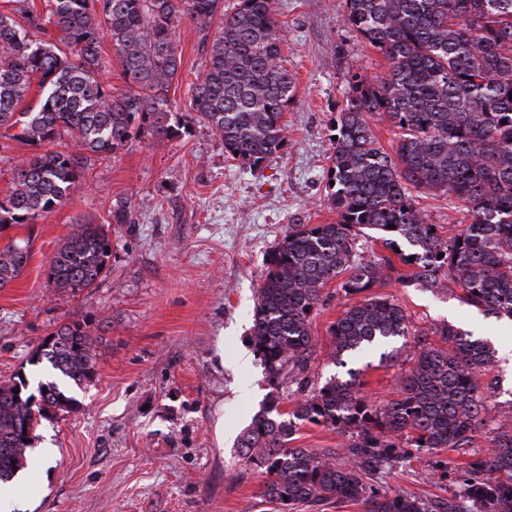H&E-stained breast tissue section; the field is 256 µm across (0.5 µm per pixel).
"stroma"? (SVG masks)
Returning a JSON list of instances; mask_svg holds the SVG:
<instances>
[{
    "label": "stroma",
    "mask_w": 512,
    "mask_h": 512,
    "mask_svg": "<svg viewBox=\"0 0 512 512\" xmlns=\"http://www.w3.org/2000/svg\"><path fill=\"white\" fill-rule=\"evenodd\" d=\"M275 10L297 99L283 116L287 150L260 172L228 159L220 137L196 123L189 135L161 143L145 136L93 160L67 204L0 232V249L12 240L31 247L24 273L0 288V384L19 373L34 385L54 380L47 363L30 362L42 339L74 319L102 325L93 339L96 375L74 392L78 408L50 413L33 432L34 445L51 441L54 458L47 469L26 470L16 512H280L261 494L262 471L243 466L234 448L264 403L280 397L285 411L298 396L295 368L270 379L251 345L256 292L289 224L334 220L325 201L330 126L346 101L345 76L380 75L386 62L344 26V0H276ZM176 37L181 65L169 99L182 113L204 33L185 21ZM121 206L128 223H112ZM87 220L107 227L108 273L82 291L53 287L51 256ZM376 292L396 299L411 328L448 323L489 339L498 360L487 373L497 382L487 397L497 413L512 411L500 364L512 358L511 319L467 305L450 282L433 291L385 283ZM356 301L338 283L325 288L310 316L306 374L318 386L359 370L368 400L382 404L396 398L411 349L387 364L371 350L336 365L330 328ZM493 434L478 431L467 448L409 451L368 483L429 503L458 501L471 454L489 448ZM458 503L470 512L471 503Z\"/></svg>",
    "instance_id": "obj_1"
}]
</instances>
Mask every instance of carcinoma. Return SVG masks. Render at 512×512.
<instances>
[{"instance_id":"carcinoma-1","label":"carcinoma","mask_w":512,"mask_h":512,"mask_svg":"<svg viewBox=\"0 0 512 512\" xmlns=\"http://www.w3.org/2000/svg\"><path fill=\"white\" fill-rule=\"evenodd\" d=\"M0 13V144L34 148L14 167L0 200V231L34 224L65 205L87 181V159L110 157L139 137L170 139L188 125L173 117L168 92L180 63L175 38L185 19L201 29L221 25L190 86L187 116L224 141V152L252 172L288 147L284 112L296 84L282 64L284 35L274 0H10ZM344 25L382 55L384 73L370 81L347 74L346 104L332 119L328 224H290L258 288L250 341L270 378L288 364L303 367L312 347L309 318L323 290L344 277L347 295L394 280L432 290L447 280L461 299L487 315L512 319V0H345ZM110 39L125 88L101 80L100 44ZM38 102L20 109L29 91ZM387 123L386 148L370 121ZM506 124H501V121ZM436 191L460 205L463 220L445 236L418 208L414 193ZM379 233L410 273L385 254L364 257L358 230ZM112 242L103 224H76L50 258L56 288H92L107 272ZM29 244L0 250V288L17 279ZM336 363L361 350L413 337V367L399 397L367 400L356 372L332 377L278 410L279 398L258 412L237 439L246 466L265 474L263 496L290 506L361 501L366 512H457L429 509L413 495L379 492L366 478L407 448H466L497 421L491 448L473 455L463 496L478 512H512V415L494 419L482 396L494 362L490 342L450 324L410 330L402 307L366 297L330 329ZM30 361H46L63 379L39 384L40 399L24 395L18 374L0 385V481L22 468L38 417L70 411L69 388L95 374L90 321L71 320L50 334ZM333 427L344 452L290 446L298 425Z\"/></svg>"}]
</instances>
